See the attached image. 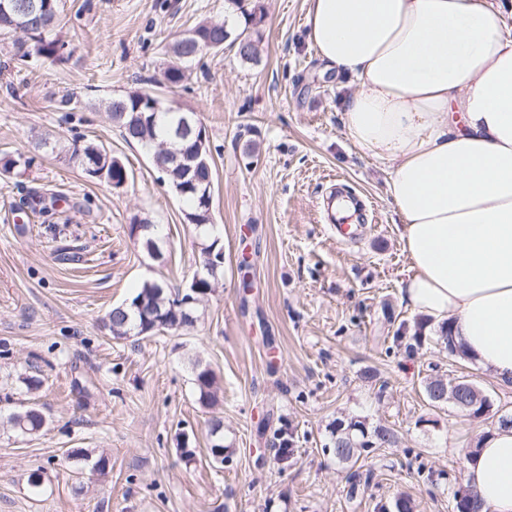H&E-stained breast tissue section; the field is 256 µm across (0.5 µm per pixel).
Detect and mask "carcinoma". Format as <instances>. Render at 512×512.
<instances>
[{
  "label": "carcinoma",
  "mask_w": 512,
  "mask_h": 512,
  "mask_svg": "<svg viewBox=\"0 0 512 512\" xmlns=\"http://www.w3.org/2000/svg\"><path fill=\"white\" fill-rule=\"evenodd\" d=\"M227 10L243 19L242 24L234 30H229L224 21L203 20L191 28L187 34L169 45L168 53L177 57L179 50H192L195 56L207 53H218L229 47L244 63L259 61L260 28L264 23V12L257 0H225ZM60 11V0H49V18L42 21L39 28L30 33L29 48L36 57H43L57 62L69 59L67 43L55 32L56 22ZM165 84L170 88L178 86L186 78V69L180 64H172L164 71ZM161 99V95L151 89H137L125 94H117L107 102V112L119 128L121 136L127 142L137 141L152 149V156L160 155L158 146L164 144L167 150L178 152V159L168 163L167 180L177 197L182 199L187 209L184 211L185 220L195 223L198 230H203L212 224L213 198L206 200L193 188V185L213 187V168L211 162L197 165L194 161L198 150L195 140L174 143L170 140L169 125L172 117L179 110L162 104L159 112L151 111V101ZM31 166V159L22 153H0V172L21 177ZM106 172L102 179L119 187L127 174L125 167H119L115 158L104 160ZM132 223L142 227L139 234V246L150 253L157 246L153 235V225L148 218L135 216ZM181 291L174 293L161 283L145 281L141 284L133 300L146 303V306L157 312L159 317L158 329H153V323L144 320L143 314L136 310L123 312L119 306H114L106 315L104 326L108 328L115 339H125L131 335L150 336L156 331H178L184 328L181 310L174 307L179 301ZM432 339L436 345L448 351L451 356L463 355L461 345L452 335L448 324H443L434 332ZM194 385L199 403L206 408H214L220 402V386L217 377L209 364L197 359L193 363ZM445 390L442 378L436 376L426 380L424 391L428 405L442 408L448 405V396L439 394ZM13 428L22 434H33L40 431L46 423L43 413L36 408H28L10 417ZM331 434L333 453L338 462L354 467L349 472L350 488L347 494L348 502L355 501L358 490L370 485V476L363 475L355 469V465L363 454H369L376 448H390L396 442L394 431L385 426H368L365 419L353 416L335 421ZM482 503L477 494L470 488L465 493L455 490L453 494V512H481Z\"/></svg>",
  "instance_id": "carcinoma-1"
}]
</instances>
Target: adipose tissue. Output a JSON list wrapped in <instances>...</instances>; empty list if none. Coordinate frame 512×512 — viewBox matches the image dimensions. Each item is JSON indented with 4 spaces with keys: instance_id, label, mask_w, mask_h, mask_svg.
I'll return each mask as SVG.
<instances>
[{
    "instance_id": "adipose-tissue-1",
    "label": "adipose tissue",
    "mask_w": 512,
    "mask_h": 512,
    "mask_svg": "<svg viewBox=\"0 0 512 512\" xmlns=\"http://www.w3.org/2000/svg\"><path fill=\"white\" fill-rule=\"evenodd\" d=\"M308 3L318 57L352 79L346 135L388 167L406 301L512 389V25L499 0ZM465 467L488 512H512V429H486Z\"/></svg>"
}]
</instances>
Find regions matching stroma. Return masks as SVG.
Returning <instances> with one entry per match:
<instances>
[{
  "label": "stroma",
  "instance_id": "obj_1",
  "mask_svg": "<svg viewBox=\"0 0 512 512\" xmlns=\"http://www.w3.org/2000/svg\"><path fill=\"white\" fill-rule=\"evenodd\" d=\"M260 2L259 63L210 53L165 92L206 129L208 233L224 246L218 288L179 332L117 341L101 323L144 281L182 288L201 269L183 202L106 103L161 86L167 45L223 20L224 0H61L68 61L0 50V152L33 159L25 176L0 175V512H374L401 493L414 512H452L485 424L428 406L426 379H468L512 412V390L472 363L429 340L397 342L418 314L403 298L409 261L386 168L345 134L350 89L309 41L307 0ZM65 94L75 109L60 108ZM76 138L124 164L123 188L85 176L70 158ZM336 185L365 208L356 238L327 221ZM137 215L152 222L162 259L130 238ZM198 358L221 387L213 411L192 384ZM29 376L39 389H27ZM27 406L47 426L22 437L8 419ZM353 415L392 428L397 442L360 459L372 481L351 504L349 467L329 446L332 422ZM214 416L221 462L210 454ZM281 427L290 448L274 438ZM74 448L109 464L76 469Z\"/></svg>",
  "mask_w": 512,
  "mask_h": 512
}]
</instances>
